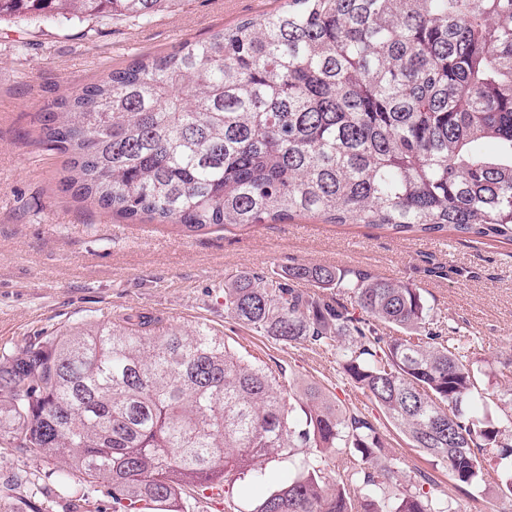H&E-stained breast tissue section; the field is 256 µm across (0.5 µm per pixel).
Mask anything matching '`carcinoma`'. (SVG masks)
<instances>
[{"instance_id": "obj_1", "label": "carcinoma", "mask_w": 512, "mask_h": 512, "mask_svg": "<svg viewBox=\"0 0 512 512\" xmlns=\"http://www.w3.org/2000/svg\"><path fill=\"white\" fill-rule=\"evenodd\" d=\"M178 2L0 0V18L147 22ZM41 131L70 156L66 185L131 222L227 231L310 215L512 242V0H284L113 70L57 102ZM224 313L336 349L456 491H481L491 454L512 499V407L420 289L297 264L238 275ZM0 440L110 485L112 512H190L185 489L228 494L279 460L293 477L250 512H459L425 474L429 490L386 494L403 471L368 416L315 385L286 394L204 324L130 315L1 355Z\"/></svg>"}]
</instances>
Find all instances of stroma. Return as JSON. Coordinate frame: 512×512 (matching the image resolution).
I'll list each match as a JSON object with an SVG mask.
<instances>
[{
	"mask_svg": "<svg viewBox=\"0 0 512 512\" xmlns=\"http://www.w3.org/2000/svg\"><path fill=\"white\" fill-rule=\"evenodd\" d=\"M280 0H180L141 23L104 16L64 24L0 20V352L65 329L127 315L189 329L210 327L250 360L281 370L292 388L320 385L358 407L384 434L408 478L427 473L449 487L446 467L407 439L341 373L335 351L288 345L224 312L225 282L243 272L273 275L290 264L364 269L419 288L440 321L472 338L486 371L512 354V243L455 234L396 237L362 225L306 217L231 231L191 233L173 224H130L63 191L67 155L41 142V120L61 98L139 59L274 11ZM287 462L268 463L259 482L238 484L223 512H248L287 484ZM69 512V486L29 453L0 443V512Z\"/></svg>",
	"mask_w": 512,
	"mask_h": 512,
	"instance_id": "35a3bbf8",
	"label": "stroma"
}]
</instances>
